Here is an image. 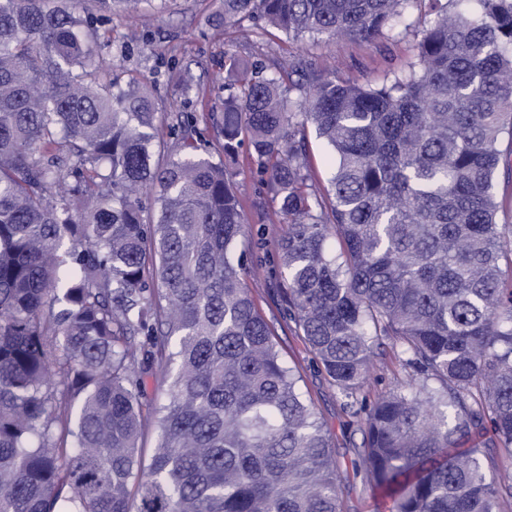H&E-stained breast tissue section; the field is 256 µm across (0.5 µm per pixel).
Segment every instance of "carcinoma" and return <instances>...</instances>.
Segmentation results:
<instances>
[{"label": "carcinoma", "mask_w": 512, "mask_h": 512, "mask_svg": "<svg viewBox=\"0 0 512 512\" xmlns=\"http://www.w3.org/2000/svg\"><path fill=\"white\" fill-rule=\"evenodd\" d=\"M222 2L226 26L373 42L418 0ZM429 2L416 61L380 87L297 58L294 100L285 66H231L216 162L185 126L189 153L160 159L151 91L111 77L70 0H0V512H339L329 435L237 250L224 158L245 140L287 224L280 300L345 406L386 345L418 378L365 410L361 469L389 512H500L512 484L460 445L488 422L512 447V224L493 196L512 0ZM307 123L331 153L325 198ZM155 367L173 372L160 399Z\"/></svg>", "instance_id": "carcinoma-1"}]
</instances>
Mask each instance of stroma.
Segmentation results:
<instances>
[{
  "mask_svg": "<svg viewBox=\"0 0 512 512\" xmlns=\"http://www.w3.org/2000/svg\"><path fill=\"white\" fill-rule=\"evenodd\" d=\"M219 8L220 0H163L145 22L117 11L111 19L94 22V48L111 60L113 77L123 84L137 81L151 88L160 138L170 140L172 125L178 119H189L202 133L200 152L204 155L213 151L220 138L217 118L229 80L230 59L270 67L302 55L322 75L378 85L414 61L419 20L430 13L428 0H419L406 25L390 36L366 43L308 37L296 40L279 32L268 35L249 21L230 29L215 21ZM499 149L501 160L493 179L500 205L498 221L512 224V139L502 138ZM228 167L249 218L243 240L248 253L247 283L257 309L277 331L286 365L300 376V387L331 438L342 487L340 512H387L383 497L355 472L363 440V414L346 408L280 302L278 244L285 227L268 220L273 204L265 186L266 176L244 152ZM379 360V370L360 395L367 404L410 379L392 351H385ZM470 442L479 448L485 471L512 484V450L493 440L485 425L472 429Z\"/></svg>",
  "mask_w": 512,
  "mask_h": 512,
  "instance_id": "obj_1",
  "label": "stroma"
}]
</instances>
